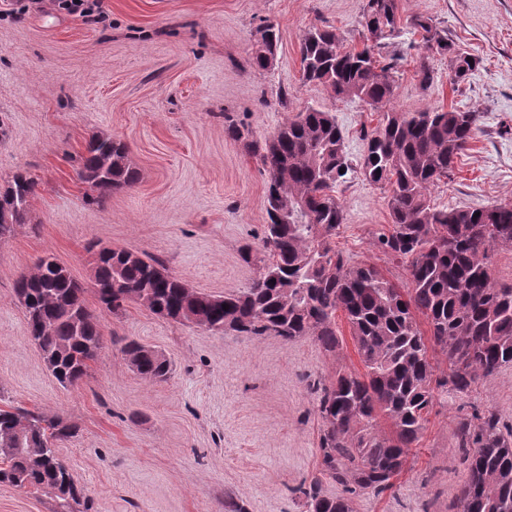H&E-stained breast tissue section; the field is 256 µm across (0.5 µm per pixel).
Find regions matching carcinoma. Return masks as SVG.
I'll list each match as a JSON object with an SVG mask.
<instances>
[{
	"mask_svg": "<svg viewBox=\"0 0 512 512\" xmlns=\"http://www.w3.org/2000/svg\"><path fill=\"white\" fill-rule=\"evenodd\" d=\"M361 26L360 50L315 27L300 43L304 82L338 99L357 98L380 114L376 127L360 129L364 151L357 166L339 153L345 136L322 106L288 117L262 140L224 118L232 137L269 176L262 248L245 254V260L261 263L262 272L247 287L222 296L200 293L167 272L158 257L103 247L91 290L51 257L39 258L14 288L30 338L64 387L81 382L102 349L103 330L88 308L89 291L115 316L140 303L180 324L286 342L309 337L330 353L341 348L335 317L342 311L364 372L336 369L329 383L316 388V410L321 471L349 496L326 497L315 480L302 490L305 512H353L356 492L392 489L434 407V389L465 392L512 365V284L498 283L490 268L496 249H512V202L448 210L428 197L453 176L479 130L480 115L459 108L396 109L397 63L384 49L403 26L419 34L417 75L425 89L434 82V56H448L454 84L466 81L478 60L448 41L431 18L401 19L398 0H365ZM261 33L252 61L266 70L276 61L279 33L272 24ZM355 168L386 193L391 227L382 245L405 267L410 287L404 292L375 265L353 263L332 248L346 221L335 192ZM77 176L89 184L91 204L139 180L126 144L103 133L90 137ZM37 187L23 173L0 187V240L26 223ZM124 352L140 375L170 377V363L152 348L130 341ZM436 354L447 362L437 378ZM72 434L57 415L0 409V483L43 490L54 502L52 512H82L83 490L57 450ZM456 443L468 471L459 512H512V431L502 432L498 413L462 417Z\"/></svg>",
	"mask_w": 512,
	"mask_h": 512,
	"instance_id": "carcinoma-1",
	"label": "carcinoma"
}]
</instances>
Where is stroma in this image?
Here are the masks:
<instances>
[{
  "mask_svg": "<svg viewBox=\"0 0 512 512\" xmlns=\"http://www.w3.org/2000/svg\"><path fill=\"white\" fill-rule=\"evenodd\" d=\"M365 0H105L108 18L91 24L29 0H0V185L17 173L38 190L27 224L0 240V407L61 416L74 434L59 454L87 499L88 512H303L299 487L320 478L324 495L344 489L319 475L321 420L315 383L337 367L362 371L344 316L339 353L309 338L284 342L181 325L132 303L119 317L88 297L103 326L104 348L87 376L62 387L28 336L14 295L21 272L49 255L90 287L104 246L164 261L190 288L212 295L246 287L260 271L244 261L268 222V176L227 131V119L255 137L272 134L307 105L332 109L358 161L361 127L378 114L356 99L301 81L299 47L312 27L362 44ZM399 13L432 17L481 60L466 82L448 78L435 57V81L415 70L420 35L402 31L387 51L397 60L396 109H470L480 129L451 179L430 191L436 207L480 208L512 201V0H399ZM274 24L276 62L251 63L258 29ZM123 140L138 182L88 203L76 176L92 134ZM346 222L336 248L371 263L400 287L401 264L379 242L391 218L383 191L359 175L336 192ZM130 340L171 363L168 381L151 383L122 351ZM497 412L512 427V366L438 398L409 468L382 494L353 495L354 512H457L466 466L456 447L460 417Z\"/></svg>",
  "mask_w": 512,
  "mask_h": 512,
  "instance_id": "stroma-1",
  "label": "stroma"
}]
</instances>
